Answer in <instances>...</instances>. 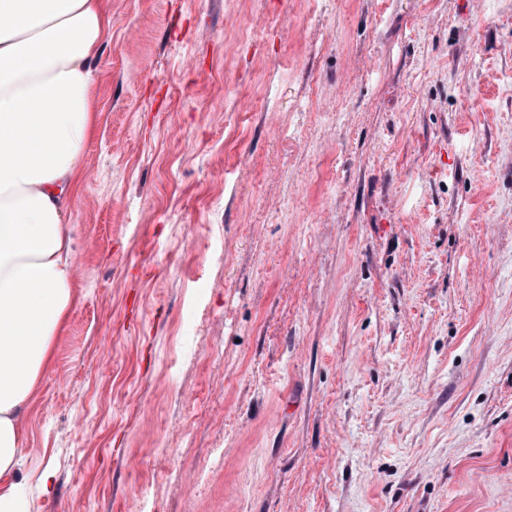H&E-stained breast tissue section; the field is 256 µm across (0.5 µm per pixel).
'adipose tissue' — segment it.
I'll use <instances>...</instances> for the list:
<instances>
[{"label":"adipose tissue","mask_w":512,"mask_h":512,"mask_svg":"<svg viewBox=\"0 0 512 512\" xmlns=\"http://www.w3.org/2000/svg\"><path fill=\"white\" fill-rule=\"evenodd\" d=\"M111 28L109 0H0V512L52 478L22 471V422L74 304L71 192Z\"/></svg>","instance_id":"1"}]
</instances>
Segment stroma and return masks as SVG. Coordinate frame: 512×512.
<instances>
[{
    "mask_svg": "<svg viewBox=\"0 0 512 512\" xmlns=\"http://www.w3.org/2000/svg\"><path fill=\"white\" fill-rule=\"evenodd\" d=\"M111 10L28 512H512V0Z\"/></svg>",
    "mask_w": 512,
    "mask_h": 512,
    "instance_id": "stroma-1",
    "label": "stroma"
}]
</instances>
